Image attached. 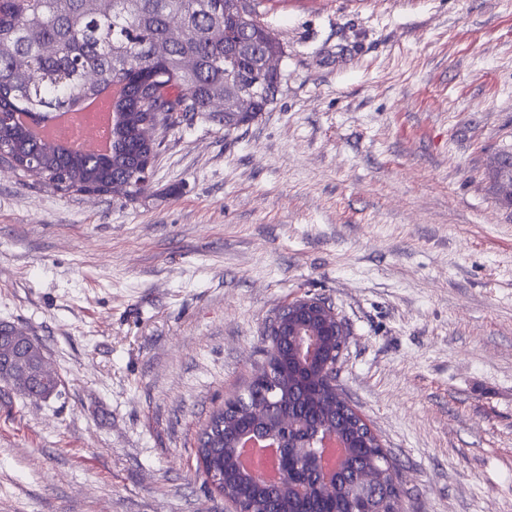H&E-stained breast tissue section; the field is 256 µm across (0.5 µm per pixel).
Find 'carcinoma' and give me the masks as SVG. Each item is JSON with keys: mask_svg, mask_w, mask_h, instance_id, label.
<instances>
[{"mask_svg": "<svg viewBox=\"0 0 512 512\" xmlns=\"http://www.w3.org/2000/svg\"><path fill=\"white\" fill-rule=\"evenodd\" d=\"M239 0H138L137 16L127 11V0H103L90 9L85 0H0V113L19 109L45 114L73 105L90 91L83 81L89 68L102 81H124L128 95L115 111L124 114L112 127V155L107 158L69 152L51 145L35 146L21 125L0 126V145L16 162L37 151L45 170L44 181L57 191L79 190L82 183L112 187L126 197L137 196L134 185L143 170L148 150L140 147L134 131L147 115L175 127L213 109L212 85L228 81L232 87L254 93L258 112L273 102L281 76L263 70L265 55H284L277 36L250 9L248 21L239 20L233 4ZM179 16L183 33L165 38L169 21ZM195 59L190 71L181 68L183 57ZM14 345L18 364L0 366V381L24 396L47 399L58 393L59 377L40 366L39 356L10 339L0 340V351ZM279 359L263 369L261 382L248 383L232 399L236 408L212 414L198 437L197 455L204 473L215 472L261 512H359L361 503L350 494L359 479L385 482L397 490L388 453L356 436L351 412L333 401L331 389L315 388L291 360L292 344L281 341ZM284 410L304 432L290 435L292 443L318 430L339 431L355 447L336 466V486L326 491L308 481L309 492L295 497L275 487L238 482L237 456L231 447L235 431L255 424L252 409Z\"/></svg>", "mask_w": 512, "mask_h": 512, "instance_id": "cac0c4a2", "label": "carcinoma"}]
</instances>
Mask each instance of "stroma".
I'll list each match as a JSON object with an SVG mask.
<instances>
[{
	"mask_svg": "<svg viewBox=\"0 0 512 512\" xmlns=\"http://www.w3.org/2000/svg\"><path fill=\"white\" fill-rule=\"evenodd\" d=\"M282 81L170 129L141 194L0 171V322L59 395L0 383V512H233L196 456L311 294L406 512H512V0H255Z\"/></svg>",
	"mask_w": 512,
	"mask_h": 512,
	"instance_id": "35a3bbf8",
	"label": "stroma"
}]
</instances>
